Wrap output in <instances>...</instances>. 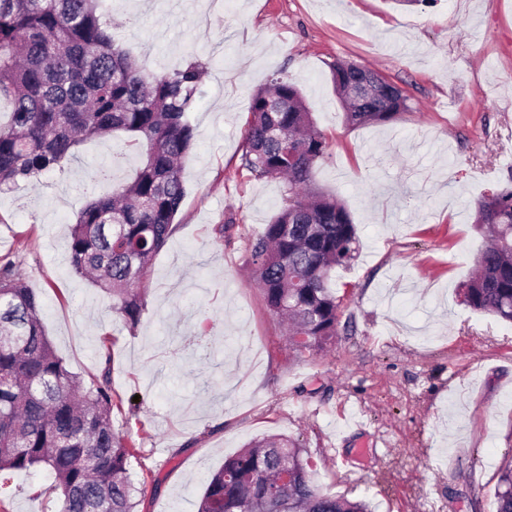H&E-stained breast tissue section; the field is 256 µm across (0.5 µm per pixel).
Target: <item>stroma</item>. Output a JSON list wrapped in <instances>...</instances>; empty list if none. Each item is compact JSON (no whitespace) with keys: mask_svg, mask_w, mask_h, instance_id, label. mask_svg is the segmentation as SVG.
<instances>
[{"mask_svg":"<svg viewBox=\"0 0 512 512\" xmlns=\"http://www.w3.org/2000/svg\"><path fill=\"white\" fill-rule=\"evenodd\" d=\"M117 43L149 74L207 64L190 112L185 197L130 325L68 265L85 183L124 137L0 193V257L24 270L57 353L109 374L113 425L134 444L138 512H196L210 476L252 439L305 448L324 491L373 512H496L512 451V324L461 303L485 241L471 203L512 185V0H104ZM380 71L409 111L353 127L336 60ZM295 83L328 144L311 189L336 198L359 251L336 272L338 336L297 354L248 263L285 199L240 162L252 94ZM204 337L205 350L192 343ZM43 470L0 480V512H56Z\"/></svg>","mask_w":512,"mask_h":512,"instance_id":"1","label":"stroma"}]
</instances>
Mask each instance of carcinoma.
Segmentation results:
<instances>
[{
	"mask_svg": "<svg viewBox=\"0 0 512 512\" xmlns=\"http://www.w3.org/2000/svg\"><path fill=\"white\" fill-rule=\"evenodd\" d=\"M103 0H0V192L61 168L92 138L122 134L135 173L110 195L90 194L66 243L73 272L112 295V311L135 324L145 310L152 261L173 233L185 192L182 162L194 144L188 119L206 63L193 58L147 75L112 34ZM377 93L362 102L355 73ZM352 126L385 123L410 109L395 83L352 61L332 65ZM327 155L299 88L283 79L255 91L241 166L284 179L287 198L251 248L250 263L271 314L288 321V344L319 354L338 335L336 269L359 247L357 228L336 199L310 191ZM488 244L461 288L474 311L512 322V188L474 202ZM108 376L71 373L48 338L39 297L11 260L0 262V472L43 469L60 492L58 512H136L129 442L112 423ZM288 483H277L283 468ZM496 512H512V457L499 468ZM198 512H368L362 501L323 491L290 438L251 441L225 459Z\"/></svg>",
	"mask_w": 512,
	"mask_h": 512,
	"instance_id": "obj_1",
	"label": "carcinoma"
}]
</instances>
